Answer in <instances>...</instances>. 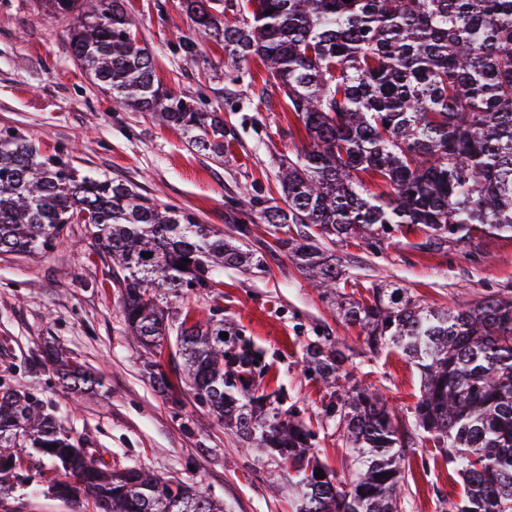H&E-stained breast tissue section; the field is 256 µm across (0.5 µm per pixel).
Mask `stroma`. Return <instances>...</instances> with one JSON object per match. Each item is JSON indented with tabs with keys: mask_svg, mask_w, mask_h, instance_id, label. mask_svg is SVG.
Listing matches in <instances>:
<instances>
[{
	"mask_svg": "<svg viewBox=\"0 0 512 512\" xmlns=\"http://www.w3.org/2000/svg\"><path fill=\"white\" fill-rule=\"evenodd\" d=\"M155 3L125 0L139 22L136 37L152 52L163 89L223 116L222 159L197 152L149 113L113 108L109 91L74 61L68 22L52 15L45 0H0V130L23 133L46 153L64 151L86 173L133 185L226 234L233 227L227 198H253L264 207L280 203L279 162L307 139L281 94L264 90L259 60L232 62L221 43L202 38L199 64L186 65L171 34H192L193 24L179 0H166L162 14ZM251 229L264 272L224 269L209 295L185 291L173 304L198 318L209 306L223 307L231 326L266 351L268 380L286 390L314 432L320 461L346 473L355 460L341 444L338 424L322 414L325 387L303 372L304 342L337 344L350 357V381L374 384L407 426L420 374L396 351L370 352L361 328L344 321L307 274L274 248L268 225L258 221ZM69 235L79 249L0 253V382L42 400L62 429L112 467H141L197 484L224 512H296L287 463L246 445L186 390L164 392L148 378L141 349L124 324L109 259L85 225H71ZM424 238L414 231L376 256L352 238L325 252L350 282L405 288L433 308H467L488 293L512 292V237L485 236L475 254L461 245L431 253L421 247ZM49 341L98 376L96 394L67 390L52 367L33 368ZM17 471L25 479L0 497V512H93L89 501L51 493L56 473L38 456L24 453ZM463 493L442 449L415 436L402 512H452Z\"/></svg>",
	"mask_w": 512,
	"mask_h": 512,
	"instance_id": "stroma-1",
	"label": "stroma"
}]
</instances>
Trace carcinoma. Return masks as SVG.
Segmentation results:
<instances>
[{"mask_svg": "<svg viewBox=\"0 0 512 512\" xmlns=\"http://www.w3.org/2000/svg\"><path fill=\"white\" fill-rule=\"evenodd\" d=\"M48 2L72 18V55L112 91L113 105L157 116L198 151L224 155V119L155 84L125 0ZM249 2L253 22L229 25L221 18L229 5L216 14L211 0H181L197 35L223 43L234 61L262 62L303 125L308 146L278 171L287 208L266 207L263 217L323 298L336 300L348 285L324 239L358 238L381 254L403 226L416 225L421 246L439 253L472 244L477 232L512 235V0ZM177 45L198 63L193 37L180 35ZM364 176L380 193L364 189ZM244 206L233 203L241 217L237 237L226 239L131 185L81 173L62 151L43 155L21 134L0 135V252L52 251L87 214L103 254L123 272L115 280L123 319L147 365L160 366L174 346L178 385L242 441L291 465L298 512H402L406 436L375 390L340 383L348 362L340 348L307 344L303 371L331 388L325 415L344 425L342 444L358 466L317 479L315 435L283 408L284 395L265 393L264 352L224 322L218 305L201 319L170 307L172 294L215 287L218 268H261ZM367 291L340 312L366 330L370 351L390 347L418 368L413 418L458 468L465 496L456 512H512V295L451 310L424 306L405 288ZM46 360L66 388L95 393L96 376L68 356L48 347ZM23 448L59 466L63 480L53 488L83 496L95 512H223L195 484L106 466L40 400L0 385V494Z\"/></svg>", "mask_w": 512, "mask_h": 512, "instance_id": "1", "label": "carcinoma"}]
</instances>
